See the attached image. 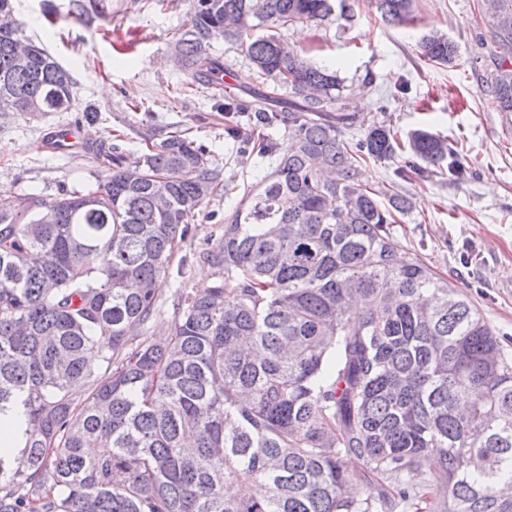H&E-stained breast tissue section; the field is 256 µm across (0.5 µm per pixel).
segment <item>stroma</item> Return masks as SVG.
Wrapping results in <instances>:
<instances>
[{"instance_id":"obj_1","label":"stroma","mask_w":512,"mask_h":512,"mask_svg":"<svg viewBox=\"0 0 512 512\" xmlns=\"http://www.w3.org/2000/svg\"><path fill=\"white\" fill-rule=\"evenodd\" d=\"M52 2L57 10L47 19L43 0H13L14 18L25 37L68 70L75 101L66 112L0 118V185L11 196L48 201L64 191L95 188L101 169L86 148L46 150L44 135L58 126H83L96 140L119 135L131 158L140 155L144 138L181 131L204 145L223 170V196L200 209L191 233L194 246L215 241L225 211L275 160L239 154L224 137L221 89L192 84L173 65L189 0H106L105 13L85 15L72 0ZM417 9V25L399 27L386 23L369 0H354L346 26L300 24L285 35L313 63L336 69L345 83L371 79L356 105L367 120L386 122L403 138L429 130L457 142L463 161L472 163V174L459 183L449 180L444 165L405 181L397 175L404 163L398 155L365 162V179L409 200V210L391 226L402 250L416 251L468 298L512 356V132H503L480 81L495 32L484 18L483 0H417ZM433 30L457 44L453 66L421 60L418 42ZM210 48L238 93L257 84L255 71L227 38L212 39Z\"/></svg>"}]
</instances>
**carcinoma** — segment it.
<instances>
[{
	"label": "carcinoma",
	"instance_id": "obj_1",
	"mask_svg": "<svg viewBox=\"0 0 512 512\" xmlns=\"http://www.w3.org/2000/svg\"><path fill=\"white\" fill-rule=\"evenodd\" d=\"M393 24L415 0H370ZM349 0H190L177 63L224 79L209 53L223 34L257 70L252 100L224 91L223 112L253 128L240 153L279 155L193 255L213 286L178 288L170 343L138 331L197 211L222 190L194 140L145 143L133 162L105 138L95 190L46 201L0 198V415L22 413L21 448L0 453V512H512V358L495 331L418 254L398 252L394 213L362 164L410 158L465 165L427 130L407 145L359 116L344 80L282 35L349 20ZM496 32L481 87L512 116V0H484ZM457 45L429 32L420 56L447 66ZM73 82L22 25L0 27V117L67 112ZM281 127L283 154L264 134ZM86 387L76 403L74 390ZM439 469L416 480L422 461ZM374 491L350 496V461ZM228 483L245 492L229 497Z\"/></svg>",
	"mask_w": 512,
	"mask_h": 512
}]
</instances>
